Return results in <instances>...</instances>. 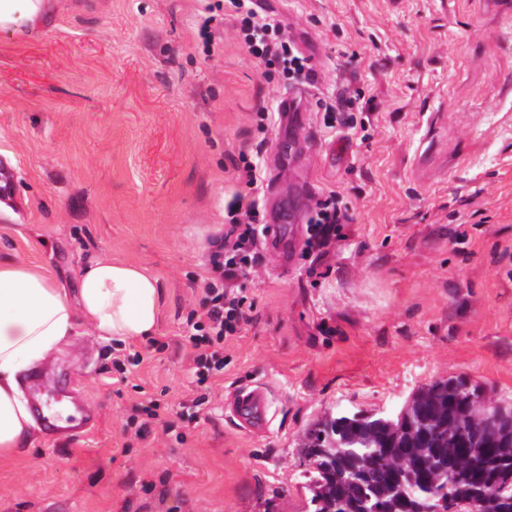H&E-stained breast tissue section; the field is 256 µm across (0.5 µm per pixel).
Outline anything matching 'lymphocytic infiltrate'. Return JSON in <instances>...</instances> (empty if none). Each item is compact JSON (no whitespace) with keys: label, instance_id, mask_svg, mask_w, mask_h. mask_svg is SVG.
<instances>
[{"label":"lymphocytic infiltrate","instance_id":"lymphocytic-infiltrate-1","mask_svg":"<svg viewBox=\"0 0 512 512\" xmlns=\"http://www.w3.org/2000/svg\"><path fill=\"white\" fill-rule=\"evenodd\" d=\"M224 14L234 20L240 40L260 65L280 70L287 79L316 84L310 57L298 51L285 35L281 21L259 9L256 0H225ZM236 169L249 192L234 196L224 209L225 230L213 241L210 275L203 288L204 312L191 324V340L199 350L196 375L201 385L223 370L224 342L239 333L247 321L240 281L257 263L261 218L256 190L262 181V165L243 153ZM346 221L335 194L320 198L307 220L303 253L324 252Z\"/></svg>","mask_w":512,"mask_h":512}]
</instances>
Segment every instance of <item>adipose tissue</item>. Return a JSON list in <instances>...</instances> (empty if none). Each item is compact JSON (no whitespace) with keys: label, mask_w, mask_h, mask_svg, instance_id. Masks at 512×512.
<instances>
[{"label":"adipose tissue","mask_w":512,"mask_h":512,"mask_svg":"<svg viewBox=\"0 0 512 512\" xmlns=\"http://www.w3.org/2000/svg\"><path fill=\"white\" fill-rule=\"evenodd\" d=\"M51 0H0V31L43 26ZM159 280L146 268L97 259L79 278V305L32 267L0 260V448L22 447L34 424L20 379L90 325L105 339L153 336L160 313Z\"/></svg>","instance_id":"1"}]
</instances>
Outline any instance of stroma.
<instances>
[{
	"label": "stroma",
	"mask_w": 512,
	"mask_h": 512,
	"mask_svg": "<svg viewBox=\"0 0 512 512\" xmlns=\"http://www.w3.org/2000/svg\"><path fill=\"white\" fill-rule=\"evenodd\" d=\"M199 0H54L50 22L0 32V256L78 301L82 266L140 265L162 290L154 336L86 326L52 356L97 425L34 431L0 452V512H306V429L324 412L397 414L441 376L512 403V0H267L308 48L323 92L363 93V127L260 129L287 93L232 21L203 40ZM310 149V189L347 216L326 253L281 267L257 246L241 279L249 322L224 342L207 413L192 405L202 308L240 153L287 189L288 142ZM143 362L118 382L117 353ZM252 379L275 420L245 434L224 400ZM164 418L146 421L148 399Z\"/></svg>",
	"instance_id": "obj_1"
}]
</instances>
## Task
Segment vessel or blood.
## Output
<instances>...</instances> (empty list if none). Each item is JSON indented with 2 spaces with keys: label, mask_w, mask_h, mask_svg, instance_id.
Returning a JSON list of instances; mask_svg holds the SVG:
<instances>
[{
  "label": "vessel or blood",
  "mask_w": 512,
  "mask_h": 512,
  "mask_svg": "<svg viewBox=\"0 0 512 512\" xmlns=\"http://www.w3.org/2000/svg\"><path fill=\"white\" fill-rule=\"evenodd\" d=\"M311 98L305 88L297 87L279 100V118L288 122L299 116ZM314 199L305 189L293 190L288 206H275L264 227L265 242L276 250L285 263L294 262L301 248V237ZM274 399L265 383L249 382L234 390L224 402V411L242 429L261 433L273 419ZM31 411L44 433L50 437L74 438L90 432L97 421L89 406L76 404L68 416H60L40 398H33Z\"/></svg>",
  "instance_id": "b4317fda"
}]
</instances>
